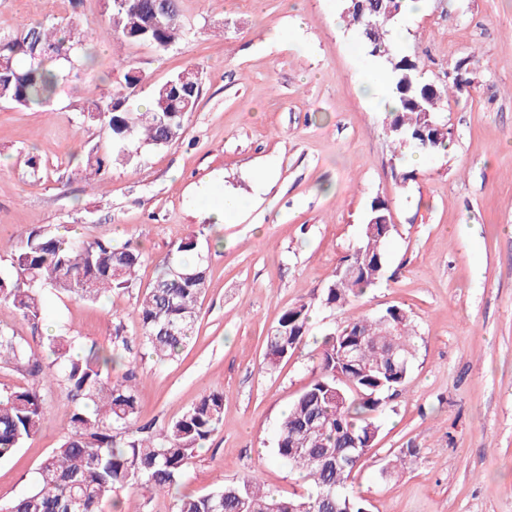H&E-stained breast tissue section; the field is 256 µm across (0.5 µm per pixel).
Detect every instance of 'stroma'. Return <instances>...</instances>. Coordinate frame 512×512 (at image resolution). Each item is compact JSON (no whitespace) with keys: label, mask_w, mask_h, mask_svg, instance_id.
I'll list each match as a JSON object with an SVG mask.
<instances>
[{"label":"stroma","mask_w":512,"mask_h":512,"mask_svg":"<svg viewBox=\"0 0 512 512\" xmlns=\"http://www.w3.org/2000/svg\"><path fill=\"white\" fill-rule=\"evenodd\" d=\"M342 5L180 0L188 33L158 52L99 37L106 0H0L2 32L77 19L93 37L101 89L123 84V63L141 72L136 106L178 72L200 74L182 138L113 165L99 187L81 165L107 143L81 112L87 80L66 84L47 107L0 103V242L59 225L144 255L131 290L95 303L46 292L41 334L66 329L87 347L108 346L118 323L140 335L138 301L160 260L193 235L209 266L189 347L165 362L136 348L139 421L162 427L220 390L224 422L172 493L124 489L127 512H173L177 495L249 475L277 495L306 494L308 482L273 454L280 421L348 312L390 306L412 319L414 358L406 385L376 416L378 443L349 492L367 512H512V0H426L421 15L401 20L397 32L421 58L424 80L450 94L449 147L415 167L393 159L387 113L369 111L352 83L370 57L340 23ZM464 58L471 82L456 89L448 74ZM410 169L415 179L402 181ZM212 191L245 200L236 223H215L202 204ZM377 198L394 226L385 276L350 310L327 307L324 290ZM300 303L310 306L307 335L266 369L268 336ZM71 409L66 392H46L43 430L0 462V505L33 487Z\"/></svg>","instance_id":"stroma-1"}]
</instances>
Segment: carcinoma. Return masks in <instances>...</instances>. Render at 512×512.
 I'll return each mask as SVG.
<instances>
[{"label":"carcinoma","mask_w":512,"mask_h":512,"mask_svg":"<svg viewBox=\"0 0 512 512\" xmlns=\"http://www.w3.org/2000/svg\"><path fill=\"white\" fill-rule=\"evenodd\" d=\"M404 0H348L345 16L359 29L370 56L381 62L400 108L389 113L388 135L398 147L419 153L445 150L451 132L442 120V95L423 81L420 57L403 54L392 45L394 20ZM109 34L158 52L168 50L183 35L178 0L165 11L155 0H108ZM95 55L91 40L72 23L29 22L0 31V102L16 106L50 103L69 81L90 70ZM141 82L129 66L124 87L94 93L82 112L107 133L108 145L92 149L86 158L87 176L95 179L114 164L131 165L135 145L155 149L178 141L184 120L197 107L200 79L187 68L156 85L141 110L129 99ZM390 219L387 202L372 201L365 224ZM388 236L363 232V240L340 260L356 264L363 277L333 276L323 304L344 308L382 278ZM195 236L184 238L162 260L155 280L138 304L142 341L160 357H171L191 340L199 304L207 288V267L197 255ZM0 303L10 305L39 331L45 320L43 290L95 301L106 293L135 286L143 254L129 243L85 241L65 236L49 226L28 231L0 254ZM309 306L298 304L283 312L267 338L265 366L288 359L308 332ZM415 330L408 313L387 308L377 316L350 317L337 333L323 341L319 373L294 401L281 421L274 446L276 457L303 474L310 492L292 503L295 512H360L362 502L347 491L355 466L342 470L326 462L348 435L365 441L378 436L375 416L385 394L402 389L410 374ZM357 341L359 369L336 378L338 355L349 339ZM397 349L394 362L378 359L386 344ZM134 339L122 324L114 327L110 348L84 350L78 339L60 332L40 340L48 351L42 359L31 343L0 329V365L22 369L32 383L0 391V459L11 456L45 424L43 387L55 386L72 398L68 431L59 447L40 462L34 487L5 507L6 512H105L131 486L150 495L167 493L183 475L188 461L224 419V392L214 390L181 417L158 430L137 425L140 413L138 378L133 361ZM126 367L112 375L115 366ZM345 389L336 404V389ZM322 425L314 433L308 422ZM282 498L266 490L257 476L226 484L202 495L186 494L175 512H278Z\"/></svg>","instance_id":"cac0c4a2"}]
</instances>
